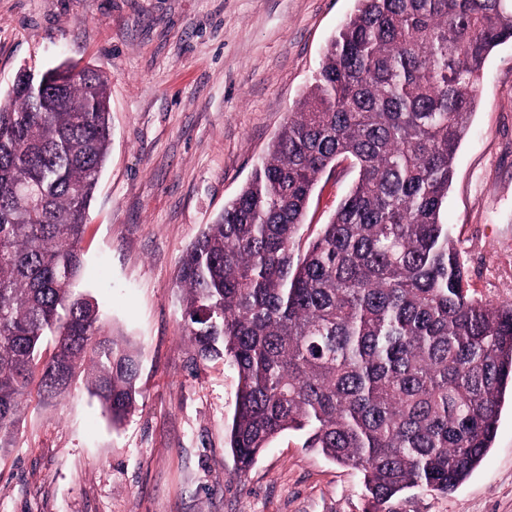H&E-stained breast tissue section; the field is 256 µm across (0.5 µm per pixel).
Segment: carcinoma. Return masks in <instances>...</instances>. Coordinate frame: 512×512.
<instances>
[{
  "mask_svg": "<svg viewBox=\"0 0 512 512\" xmlns=\"http://www.w3.org/2000/svg\"><path fill=\"white\" fill-rule=\"evenodd\" d=\"M309 91L238 195L180 261L188 339L239 390L229 447L249 468L286 431L360 470L373 512L446 493L492 447L512 385V305L476 299L444 214L486 58L512 0H356ZM0 102V449L30 386L49 403L83 374L112 422L135 407L139 352L76 290L86 211L110 144L107 79ZM357 178L295 257L336 160ZM50 357L42 358L47 337Z\"/></svg>",
  "mask_w": 512,
  "mask_h": 512,
  "instance_id": "carcinoma-1",
  "label": "carcinoma"
}]
</instances>
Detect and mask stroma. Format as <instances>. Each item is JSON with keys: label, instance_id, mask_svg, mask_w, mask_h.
I'll return each instance as SVG.
<instances>
[{"label": "stroma", "instance_id": "1", "mask_svg": "<svg viewBox=\"0 0 512 512\" xmlns=\"http://www.w3.org/2000/svg\"><path fill=\"white\" fill-rule=\"evenodd\" d=\"M355 0H0V99L63 62L111 83V145L87 211L80 286L105 333L140 352L135 409L113 425L76 380L30 395L0 454V512H369L361 473L273 441L246 471L229 448L238 377L196 357L174 286L190 242L250 178L296 110ZM446 215L472 294L512 304V41L488 57ZM324 174L296 253L353 185ZM385 512H512V402L492 448L448 493Z\"/></svg>", "mask_w": 512, "mask_h": 512}]
</instances>
